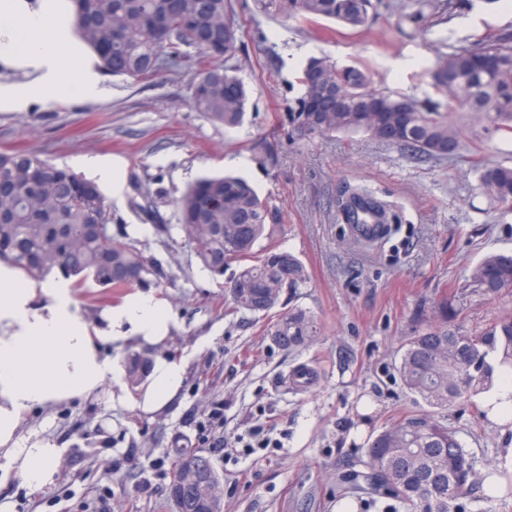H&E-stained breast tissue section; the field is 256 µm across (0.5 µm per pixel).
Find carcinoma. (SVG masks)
Listing matches in <instances>:
<instances>
[{"instance_id": "carcinoma-1", "label": "carcinoma", "mask_w": 512, "mask_h": 512, "mask_svg": "<svg viewBox=\"0 0 512 512\" xmlns=\"http://www.w3.org/2000/svg\"><path fill=\"white\" fill-rule=\"evenodd\" d=\"M83 41L115 76L147 79L176 66L182 48L202 54L191 99L196 111L234 128L248 103L245 82L233 74L241 26L232 0H73ZM270 16L316 18L353 30L370 20L371 0H259ZM451 3L407 0L398 21L411 22ZM444 103L370 87L366 70L340 66L326 56L309 58L298 77L300 96L288 104V132L294 136L336 132L366 133L436 160L459 156L466 143L448 124V112H469L486 127L512 138V34L491 36L477 45L454 44L438 55L433 70ZM69 169L19 151H0V262L28 277L52 275L90 279L121 290L165 276L135 241L108 232L111 218L100 189ZM479 186L502 212L512 211V166L480 168ZM185 241L212 274L230 280L232 310L263 315L284 291L306 286L301 260L272 240L276 209L237 176L204 177L175 200ZM337 217L359 241L380 231L366 224H397L400 217L376 192L347 184L337 201ZM467 287L483 296L512 294V254L486 256L474 267ZM463 304L442 299L433 318L402 347L397 372L403 387L427 406L446 411L491 386L496 358L512 376V313L480 332L467 329ZM268 334L287 349L305 347L317 335L310 312L295 308L269 324ZM366 470L340 482L389 501L407 512H485L475 456L458 432L435 415L408 416L383 428L368 442Z\"/></svg>"}]
</instances>
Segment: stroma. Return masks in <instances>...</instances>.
I'll return each mask as SVG.
<instances>
[{
    "label": "stroma",
    "mask_w": 512,
    "mask_h": 512,
    "mask_svg": "<svg viewBox=\"0 0 512 512\" xmlns=\"http://www.w3.org/2000/svg\"><path fill=\"white\" fill-rule=\"evenodd\" d=\"M367 29L263 14L256 0H232L242 26L235 69L250 88L240 127L195 112L196 49L153 78L106 75L96 101L54 97L27 112H0V150L33 153L90 178L85 162H115L122 202L108 198L112 232L140 241L166 276L148 291L175 324L160 351L186 368L182 391L154 414L136 406V384L106 382L98 397L37 410L24 428L62 447L55 482L34 491L11 481L0 512H170L168 488L179 455L208 458L222 478L223 512H383L367 494L336 493V477L361 470L371 435L406 414L426 412L403 389L396 363L416 325L443 296L465 304L467 326L482 329L512 310L465 282L489 253L512 252V214L477 190L476 162L512 165V141L471 115L452 112L467 150L437 161L371 138L336 133L292 139L285 113L300 94L310 56L366 68L377 89L444 101L431 70L444 43H480L512 33V0H453L451 11L399 23L398 0H372ZM233 173L270 197L282 216L274 235L296 254L309 280L292 298L318 334L291 351L275 344L265 319L232 312L225 280L197 261L171 200L208 175ZM368 186L395 204L403 222L390 239L348 240L336 222L343 183ZM311 370L293 384L294 369ZM487 393L440 413L477 460L478 474L512 465V416L491 417ZM222 424H210L214 406ZM208 440H201L203 426ZM261 427L277 448L247 453L240 440Z\"/></svg>",
    "instance_id": "1"
}]
</instances>
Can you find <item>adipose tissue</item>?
<instances>
[{
  "label": "adipose tissue",
  "mask_w": 512,
  "mask_h": 512,
  "mask_svg": "<svg viewBox=\"0 0 512 512\" xmlns=\"http://www.w3.org/2000/svg\"><path fill=\"white\" fill-rule=\"evenodd\" d=\"M98 55L76 31L72 0H0V112H26L51 95L94 101L106 89ZM174 324L153 294L137 292L93 320L79 313L70 282L44 288L14 282L0 268V486L10 478L40 489L54 483L62 455L22 425L35 410L98 396L124 370L104 347L151 351L136 405L155 413L180 395L185 366L152 349Z\"/></svg>",
  "instance_id": "1"
}]
</instances>
